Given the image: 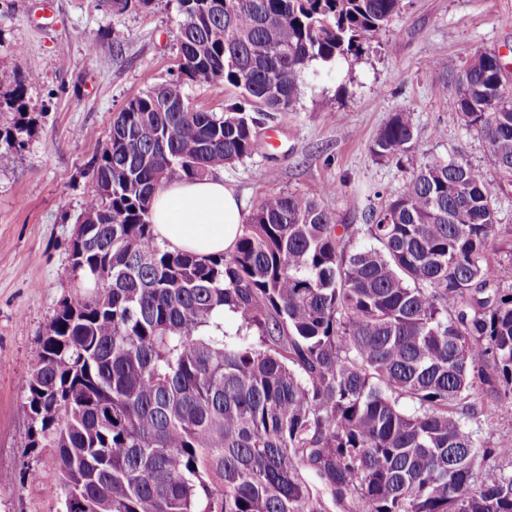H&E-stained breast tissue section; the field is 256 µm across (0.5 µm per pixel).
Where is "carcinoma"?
<instances>
[{
	"label": "carcinoma",
	"instance_id": "1",
	"mask_svg": "<svg viewBox=\"0 0 512 512\" xmlns=\"http://www.w3.org/2000/svg\"><path fill=\"white\" fill-rule=\"evenodd\" d=\"M401 2L179 0V72L113 119L72 252L88 292L61 303L27 380L62 512H512L497 463L512 439L485 448L470 427L512 407V287L488 255L496 191L512 182L498 55L450 73L430 62L490 170L422 158L363 226L334 223L313 196L269 193L234 251L211 258L169 250L149 218L162 183L250 158L311 62L359 55ZM33 80L0 101L7 151ZM190 82L239 96L218 116L190 104ZM415 140L397 112L372 152L409 157ZM364 235L374 245L357 247ZM226 310L234 335L202 331Z\"/></svg>",
	"mask_w": 512,
	"mask_h": 512
}]
</instances>
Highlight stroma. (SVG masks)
Listing matches in <instances>:
<instances>
[{"label": "stroma", "mask_w": 512, "mask_h": 512, "mask_svg": "<svg viewBox=\"0 0 512 512\" xmlns=\"http://www.w3.org/2000/svg\"><path fill=\"white\" fill-rule=\"evenodd\" d=\"M177 0L115 13L99 0H0V92L31 72L29 132L0 154V512H59L48 495L56 453L33 442L25 385L64 299L76 293L71 248L93 188L91 166L116 113L178 73ZM500 56L512 78V0H403L362 54L315 61L293 110L260 132L251 158L224 182L251 214L268 193L320 197L336 223L362 225L409 180L407 162L380 160L373 141L393 114L411 113L417 156L460 157L492 168L482 135L464 126L433 86L440 60L462 67L475 51ZM331 194H322L325 185ZM489 251L512 268V186L497 194Z\"/></svg>", "instance_id": "obj_1"}]
</instances>
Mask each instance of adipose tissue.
<instances>
[{
    "instance_id": "obj_1",
    "label": "adipose tissue",
    "mask_w": 512,
    "mask_h": 512,
    "mask_svg": "<svg viewBox=\"0 0 512 512\" xmlns=\"http://www.w3.org/2000/svg\"><path fill=\"white\" fill-rule=\"evenodd\" d=\"M150 220L170 250L206 258L234 250L243 217L233 189L218 171L163 184L151 200Z\"/></svg>"
}]
</instances>
